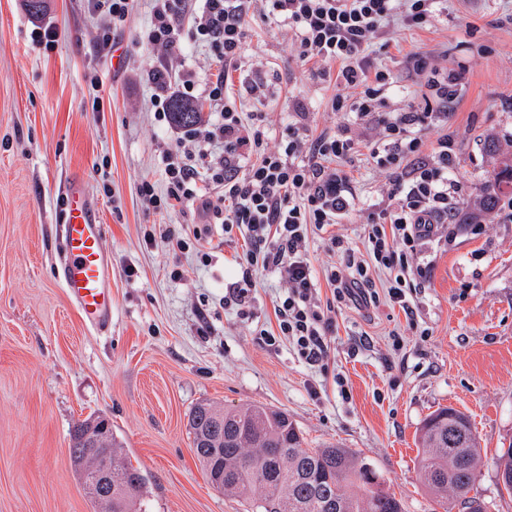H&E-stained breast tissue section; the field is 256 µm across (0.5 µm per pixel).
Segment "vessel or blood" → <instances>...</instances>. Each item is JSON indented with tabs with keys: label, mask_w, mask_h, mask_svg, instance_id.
<instances>
[{
	"label": "vessel or blood",
	"mask_w": 512,
	"mask_h": 512,
	"mask_svg": "<svg viewBox=\"0 0 512 512\" xmlns=\"http://www.w3.org/2000/svg\"><path fill=\"white\" fill-rule=\"evenodd\" d=\"M60 279L86 323L102 330L112 322L110 268L103 248L104 227L87 200L82 178H73L66 196Z\"/></svg>",
	"instance_id": "vessel-or-blood-1"
}]
</instances>
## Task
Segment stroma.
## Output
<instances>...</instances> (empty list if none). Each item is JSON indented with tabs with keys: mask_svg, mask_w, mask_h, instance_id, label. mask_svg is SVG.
I'll list each match as a JSON object with an SVG mask.
<instances>
[{
	"mask_svg": "<svg viewBox=\"0 0 512 512\" xmlns=\"http://www.w3.org/2000/svg\"><path fill=\"white\" fill-rule=\"evenodd\" d=\"M43 20L59 31L50 49L33 40ZM149 22L148 5H140L103 48L102 17L90 0H48L41 19L24 0H0V512H95L69 444L76 422L98 416L148 475L146 512H240L192 451L188 415L202 401L285 411L306 447L358 452L406 512H444L418 480L416 436L430 413L454 407L480 438L484 464L473 495L488 512H512L493 465L512 444V212L472 216L497 166L488 140L512 153V0H448L446 18L393 28L372 46L376 63L393 73L388 111L426 92L410 52L431 55L455 76L447 118L421 135L429 148L452 137L461 190L454 224L439 225L427 247L431 271L416 319L384 302L337 315L329 344L340 386L288 347L257 344L256 331L275 321L278 278L260 277L252 321L225 309L240 241L225 240L215 224L206 241L194 242V226L205 221L196 208L163 215L143 205V181L164 192L159 159L178 136L154 116L149 70L190 66L200 96L223 69L201 42L146 46L139 34ZM248 42L224 89L243 111L268 113L266 143L297 121L315 134L348 127L372 141L370 120L330 111L333 85L294 64L287 30L255 18ZM93 71L103 82L97 92L87 79ZM258 73L269 84L266 103L242 95ZM76 175L104 226L112 266V325L102 332L86 324L57 276L65 190ZM350 176L360 209L381 203L387 177L372 162L358 158ZM155 225L190 240L189 249L172 252L161 238L145 247L143 233Z\"/></svg>",
	"mask_w": 512,
	"mask_h": 512,
	"instance_id": "obj_1",
	"label": "stroma"
}]
</instances>
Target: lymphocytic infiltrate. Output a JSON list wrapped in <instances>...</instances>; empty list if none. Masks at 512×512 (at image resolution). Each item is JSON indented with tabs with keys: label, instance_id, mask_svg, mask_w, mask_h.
<instances>
[{
	"label": "lymphocytic infiltrate",
	"instance_id": "f902f5d3",
	"mask_svg": "<svg viewBox=\"0 0 512 512\" xmlns=\"http://www.w3.org/2000/svg\"><path fill=\"white\" fill-rule=\"evenodd\" d=\"M441 0H151V23L142 43L164 49L182 35L208 45L224 67L238 68L247 54V19L258 11L270 25L292 33V58L318 69L333 82L331 111L374 121L379 137L369 158L388 176L387 202L366 211L361 251L333 233L357 203L346 171L357 157L358 142L349 130L310 136L289 125L277 146L264 145L265 113H243L224 93L223 79L211 82V114L188 133L187 142L164 151L166 189L156 193L143 182L146 208L169 212L192 203L224 226L226 237H242L239 274L224 291L225 308L240 319L252 317L260 276L285 283L276 301V329H260L257 343L267 349L288 343L310 367L327 372V336L336 325L337 306H368L386 299L407 317L416 313L415 296L428 278L421 263L435 225L451 220L460 186L450 177L456 167L453 141L441 137L425 152L422 126L435 120L432 107H409L393 114L382 109L393 78L370 52L384 29L398 24L420 27L437 21ZM192 24H185V17ZM150 98L158 121L169 119V100L192 97L193 71L160 67L148 74ZM223 186L225 206L215 205L202 182ZM324 235L336 261L317 277L309 259L310 232ZM332 298L321 301L319 280Z\"/></svg>",
	"mask_w": 512,
	"mask_h": 512
}]
</instances>
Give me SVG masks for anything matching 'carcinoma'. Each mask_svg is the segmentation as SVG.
<instances>
[{"mask_svg": "<svg viewBox=\"0 0 512 512\" xmlns=\"http://www.w3.org/2000/svg\"><path fill=\"white\" fill-rule=\"evenodd\" d=\"M173 122L190 127L201 118V106L176 99ZM512 189V156L499 159L497 171L479 201L494 208ZM102 419H87L71 431L70 461L82 473L91 460L83 437ZM189 434L195 455L216 489L237 499L243 512H404L401 499L384 488L377 471L349 448H305L288 414L261 404L226 409L201 403L190 414ZM418 478L430 497L462 512H487L486 504L469 496L483 464L470 417L453 407L431 413L418 432ZM101 447L112 449V512H138L147 478L126 459L109 431ZM505 476L502 489L512 494V443L494 461ZM355 491H348V487Z\"/></svg>", "mask_w": 512, "mask_h": 512, "instance_id": "cac0c4a2", "label": "carcinoma"}]
</instances>
